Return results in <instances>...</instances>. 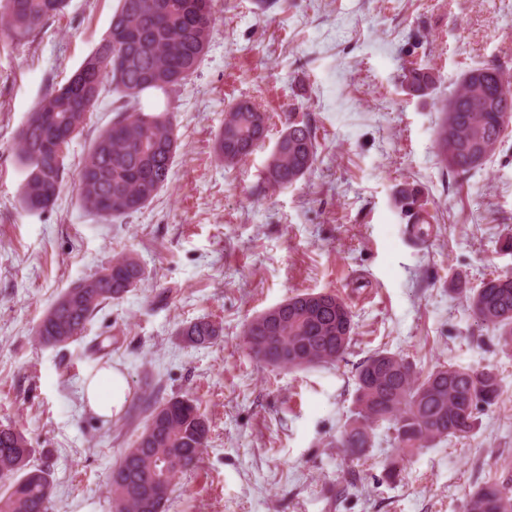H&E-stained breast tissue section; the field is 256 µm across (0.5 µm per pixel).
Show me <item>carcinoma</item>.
<instances>
[{
  "label": "carcinoma",
  "mask_w": 512,
  "mask_h": 512,
  "mask_svg": "<svg viewBox=\"0 0 512 512\" xmlns=\"http://www.w3.org/2000/svg\"><path fill=\"white\" fill-rule=\"evenodd\" d=\"M66 0H0V36L20 42L58 15ZM215 25V0H119L106 36L68 82L51 88L29 113L15 140L26 170L21 199L26 209L50 208L63 185L64 160L82 133L106 87L117 95L112 123L91 143L76 179L85 208L106 222L118 221L150 203L171 179L179 149L169 103L147 109L143 92L163 93L196 73ZM500 67L469 69L441 103L434 148L457 176L482 169L496 154L512 124V78L499 89ZM406 89L427 97L434 69L413 67ZM268 116L241 98L225 113L215 138L216 160L233 167L265 144ZM319 159L312 126L288 114L286 128L269 156L263 186L296 185ZM145 271L130 254H119L89 279L66 289L41 317L35 336L45 345L66 344L83 335L102 305L119 301L142 282ZM452 290L464 295L468 311L512 346V274L484 279L477 287L460 278ZM219 324L199 319L181 329L185 342L202 346L221 335ZM354 334L349 305L333 292H305L263 312L243 330L253 357L273 367L304 369L333 365L346 354ZM502 392L497 370L442 365L423 375L406 358L377 351L359 366L354 411L340 433L351 457L373 447L376 428L387 425L394 447L407 457L450 438L467 439L479 414ZM134 410L144 424L112 470V512H165L175 479L195 468L207 446L210 424L198 401L188 396L150 402ZM34 449L15 426L0 424V512H49L50 474L30 465ZM464 512H512V479H495L468 493Z\"/></svg>",
  "instance_id": "carcinoma-1"
}]
</instances>
